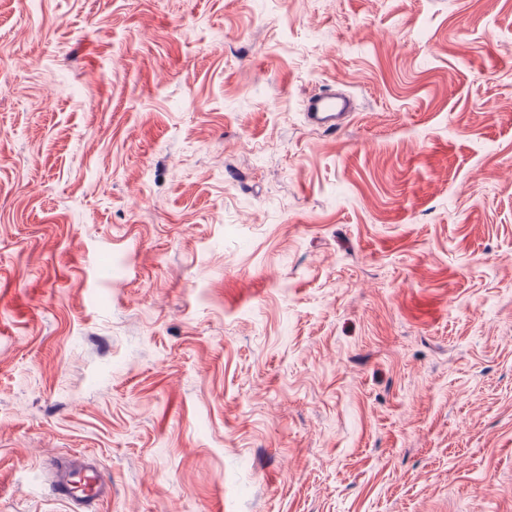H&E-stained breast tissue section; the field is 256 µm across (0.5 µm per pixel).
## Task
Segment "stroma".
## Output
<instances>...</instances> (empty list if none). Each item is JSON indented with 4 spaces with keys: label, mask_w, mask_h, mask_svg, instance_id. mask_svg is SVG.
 Masks as SVG:
<instances>
[{
    "label": "stroma",
    "mask_w": 512,
    "mask_h": 512,
    "mask_svg": "<svg viewBox=\"0 0 512 512\" xmlns=\"http://www.w3.org/2000/svg\"><path fill=\"white\" fill-rule=\"evenodd\" d=\"M75 451L96 512H512V0H0V512ZM306 123L316 130L337 133L343 130L355 108L353 98L336 92H319L303 100Z\"/></svg>",
    "instance_id": "1"
}]
</instances>
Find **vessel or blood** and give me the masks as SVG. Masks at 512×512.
Returning <instances> with one entry per match:
<instances>
[{
	"instance_id": "obj_1",
	"label": "vessel or blood",
	"mask_w": 512,
	"mask_h": 512,
	"mask_svg": "<svg viewBox=\"0 0 512 512\" xmlns=\"http://www.w3.org/2000/svg\"><path fill=\"white\" fill-rule=\"evenodd\" d=\"M306 123L316 130L337 133L350 118L355 102L346 94L319 92L303 100ZM51 492L57 499L69 502L74 512H92L94 506L112 493L111 482L88 457L73 454L56 462Z\"/></svg>"
}]
</instances>
